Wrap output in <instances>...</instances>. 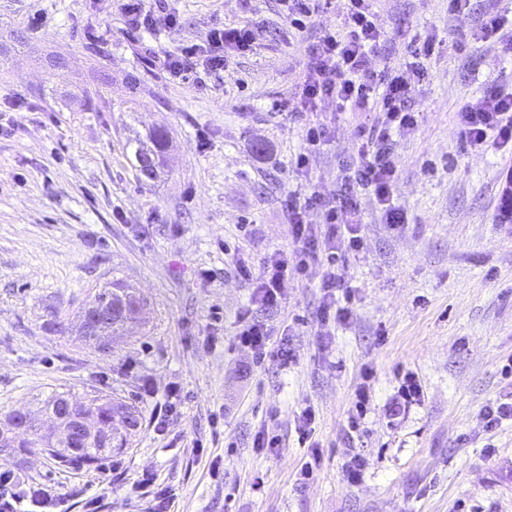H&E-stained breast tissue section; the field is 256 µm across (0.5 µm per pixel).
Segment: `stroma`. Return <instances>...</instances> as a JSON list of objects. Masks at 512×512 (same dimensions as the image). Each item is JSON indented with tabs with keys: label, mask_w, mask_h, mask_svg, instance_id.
I'll use <instances>...</instances> for the list:
<instances>
[{
	"label": "stroma",
	"mask_w": 512,
	"mask_h": 512,
	"mask_svg": "<svg viewBox=\"0 0 512 512\" xmlns=\"http://www.w3.org/2000/svg\"><path fill=\"white\" fill-rule=\"evenodd\" d=\"M162 7L178 27H128L113 0H0V415L37 410L56 391L108 394L141 413L126 447L97 467L41 452L21 466L0 453V475L53 492L66 512H129L164 487L170 512H512V425L489 434L480 421L512 391L501 373L512 355V221L498 218L512 153L473 151L456 122L464 102L512 83V61L471 36L512 0H472L461 21L449 20L448 0H374L387 40L372 70L401 62L413 36L442 43L412 93L418 125L396 147L392 198L405 222L389 229L359 191L363 247L338 260L346 321L321 320L317 262L289 272L277 308L255 309L294 351L285 366L236 340L252 286L235 264L256 270L292 250L289 192L335 198L374 121L323 102L278 108L298 101L307 46L346 0L302 33L278 0ZM219 22L255 25L256 42L205 86L154 64L205 44ZM317 124L328 133L315 145ZM154 128L170 151L148 179L134 149ZM116 279L147 304L103 352L83 341L81 315ZM409 374L423 388L416 404L398 394ZM260 433L276 447L254 448ZM313 442L321 460L303 480ZM355 454L368 461L356 485L344 471Z\"/></svg>",
	"instance_id": "1"
}]
</instances>
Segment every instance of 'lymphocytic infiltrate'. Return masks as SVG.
<instances>
[{
    "label": "lymphocytic infiltrate",
    "mask_w": 512,
    "mask_h": 512,
    "mask_svg": "<svg viewBox=\"0 0 512 512\" xmlns=\"http://www.w3.org/2000/svg\"><path fill=\"white\" fill-rule=\"evenodd\" d=\"M386 34L376 21L372 0H348L346 11L336 27L324 29L318 41L308 48L310 63L302 82L301 100L313 107L328 101L340 112H372L376 119L367 136L361 137L357 159L349 165L335 201L322 203L317 196L304 201L289 200L288 232L294 251L275 250L266 258L259 272L248 265H238L240 276L253 280L252 304L278 306L288 270L303 274L310 262H320L323 274V321H345L350 316L337 296L341 279L336 271L339 251L361 247L364 226L356 195L357 189L370 191L383 210L387 226L396 227L403 215L391 199L397 177L392 151L396 137L413 131L417 118L408 104L412 78H424L425 62L435 52L433 39H411L405 47L402 64L375 71L368 60L381 48ZM256 40L246 24L214 26L207 40L211 53L205 60L210 71L223 69L226 52L249 50ZM462 139L474 149L512 148V86L495 87L456 112ZM322 206L324 220L308 223L306 212ZM238 339L258 357L274 356L281 364L290 363L294 354L287 342L272 345V333L263 323L243 310L239 319Z\"/></svg>",
    "instance_id": "f902f5d3"
}]
</instances>
